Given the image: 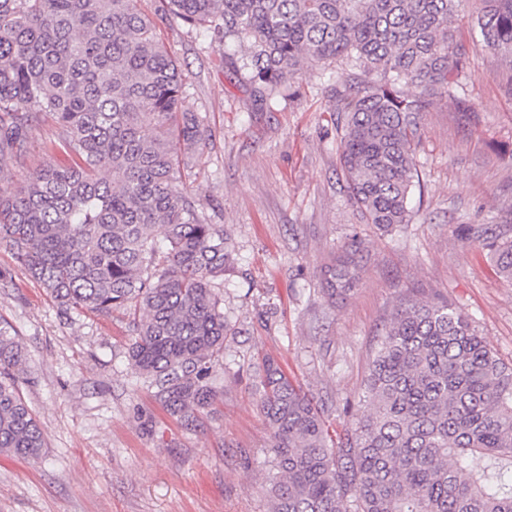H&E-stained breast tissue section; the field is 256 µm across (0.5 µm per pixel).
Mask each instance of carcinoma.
Returning a JSON list of instances; mask_svg holds the SVG:
<instances>
[{
  "label": "carcinoma",
  "mask_w": 512,
  "mask_h": 512,
  "mask_svg": "<svg viewBox=\"0 0 512 512\" xmlns=\"http://www.w3.org/2000/svg\"><path fill=\"white\" fill-rule=\"evenodd\" d=\"M138 0H0V170L40 114L63 131L68 166L0 185V243L59 315L132 317L128 360L172 414L194 419L217 396L216 366L234 328L224 315V225L181 185L180 166L209 138L180 109L183 79ZM167 0L174 18L224 35V64L263 105L303 75L340 63L364 76L330 111L350 198L367 224L409 222L420 185L423 114L458 96L464 24L512 58V0ZM405 84L421 91L408 95ZM512 283V237L461 224ZM361 241L321 271L334 304L360 280ZM27 358L0 326V455L35 461L46 441L20 394ZM272 434L271 512H512V364L446 302L397 307L369 364L353 421L336 437L277 361L256 373Z\"/></svg>",
  "instance_id": "cac0c4a2"
}]
</instances>
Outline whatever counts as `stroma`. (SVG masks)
Returning a JSON list of instances; mask_svg holds the SVG:
<instances>
[{"instance_id": "stroma-1", "label": "stroma", "mask_w": 512, "mask_h": 512, "mask_svg": "<svg viewBox=\"0 0 512 512\" xmlns=\"http://www.w3.org/2000/svg\"><path fill=\"white\" fill-rule=\"evenodd\" d=\"M139 7L182 70L184 110L211 131L181 175L232 245L224 392L196 421L171 414L128 365V315L60 318L1 244L0 324L14 327L25 348L21 393L46 447L35 461L0 455V512H268L271 430L257 407L254 365L274 358L343 432L376 340L411 293L460 309L512 363V285L456 233L460 224L512 227V88L500 52L460 30L469 59L459 94L476 110L444 100L427 112L421 190L408 223L382 232L363 222L339 171L329 106L347 71L308 66L259 106L225 68L222 37L165 15L163 0ZM60 140L51 117L35 119L0 182L16 187L45 164L69 165ZM354 238L364 244L361 284L347 301L327 304L320 269Z\"/></svg>"}]
</instances>
